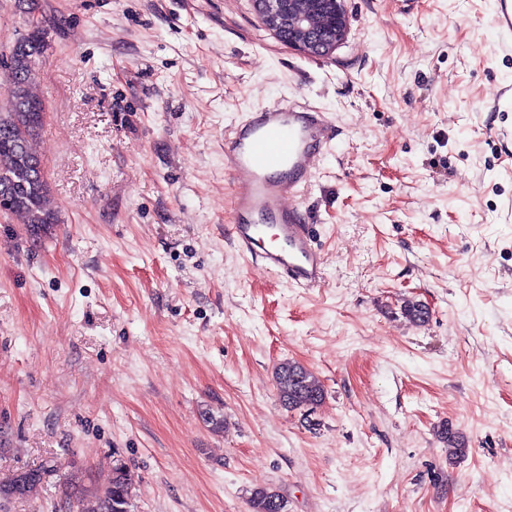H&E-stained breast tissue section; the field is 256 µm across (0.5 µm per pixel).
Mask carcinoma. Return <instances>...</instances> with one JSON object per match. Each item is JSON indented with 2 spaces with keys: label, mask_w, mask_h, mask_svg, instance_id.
<instances>
[{
  "label": "carcinoma",
  "mask_w": 512,
  "mask_h": 512,
  "mask_svg": "<svg viewBox=\"0 0 512 512\" xmlns=\"http://www.w3.org/2000/svg\"><path fill=\"white\" fill-rule=\"evenodd\" d=\"M49 48V29L44 24L27 30L16 40L4 62L3 91L7 102L0 109V213L20 218L34 241L60 223L59 211L51 201L44 162L32 148L46 118V105L35 87L36 65ZM403 313L410 321L423 323L429 311L421 303L408 301ZM275 384L280 402L307 416L323 402L320 381L298 362L280 363ZM439 436L450 454L465 455V439L458 430L448 424ZM57 470L54 462L19 470L9 481L0 482V502L33 496ZM134 494V475L119 464L112 468V476L105 483L76 498V512H130ZM248 506L249 512H286L284 498L265 486L251 491Z\"/></svg>",
  "instance_id": "cac0c4a2"
}]
</instances>
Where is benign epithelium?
<instances>
[{
	"label": "benign epithelium",
	"mask_w": 512,
	"mask_h": 512,
	"mask_svg": "<svg viewBox=\"0 0 512 512\" xmlns=\"http://www.w3.org/2000/svg\"><path fill=\"white\" fill-rule=\"evenodd\" d=\"M264 25L281 41L311 55H328L343 41V0H252Z\"/></svg>",
	"instance_id": "obj_1"
}]
</instances>
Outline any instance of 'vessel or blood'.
Returning <instances> with one entry per match:
<instances>
[{"label": "vessel or blood", "instance_id": "vessel-or-blood-1", "mask_svg": "<svg viewBox=\"0 0 512 512\" xmlns=\"http://www.w3.org/2000/svg\"><path fill=\"white\" fill-rule=\"evenodd\" d=\"M492 21L499 47L511 53L512 0H494ZM335 137L326 113L288 101L247 113L224 135V170L234 185L231 241L240 254L308 290L328 282L301 199Z\"/></svg>", "mask_w": 512, "mask_h": 512}]
</instances>
